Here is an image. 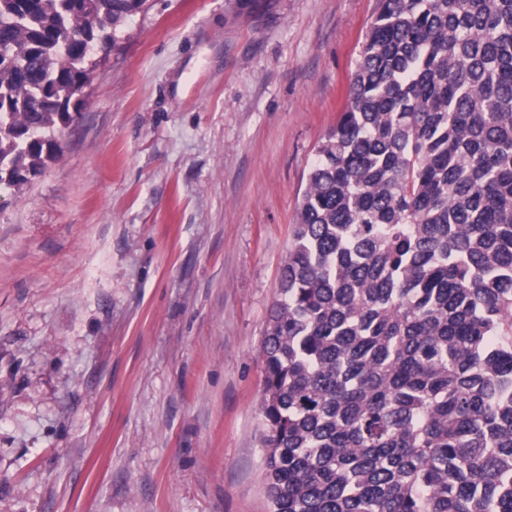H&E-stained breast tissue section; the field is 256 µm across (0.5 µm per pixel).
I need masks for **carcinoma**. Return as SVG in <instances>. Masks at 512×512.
Returning <instances> with one entry per match:
<instances>
[{
    "instance_id": "carcinoma-1",
    "label": "carcinoma",
    "mask_w": 512,
    "mask_h": 512,
    "mask_svg": "<svg viewBox=\"0 0 512 512\" xmlns=\"http://www.w3.org/2000/svg\"><path fill=\"white\" fill-rule=\"evenodd\" d=\"M143 0H0V183ZM263 344L272 512H512V0H378Z\"/></svg>"
}]
</instances>
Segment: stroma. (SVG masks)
Listing matches in <instances>:
<instances>
[{"label":"stroma","instance_id":"obj_1","mask_svg":"<svg viewBox=\"0 0 512 512\" xmlns=\"http://www.w3.org/2000/svg\"><path fill=\"white\" fill-rule=\"evenodd\" d=\"M376 0H145L0 186V512H271L262 345Z\"/></svg>","mask_w":512,"mask_h":512}]
</instances>
